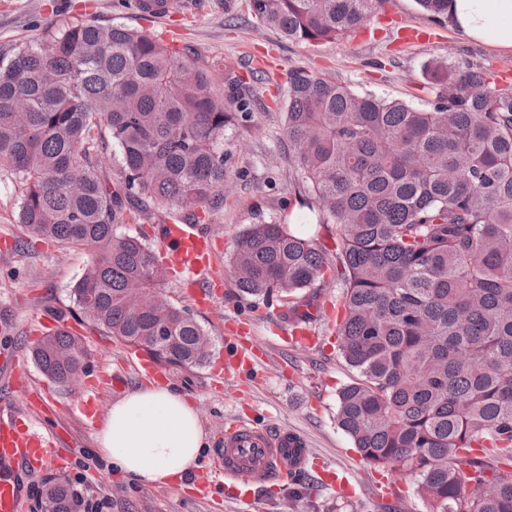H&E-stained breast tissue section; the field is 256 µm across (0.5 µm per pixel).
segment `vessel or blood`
I'll return each mask as SVG.
<instances>
[{
  "instance_id": "vessel-or-blood-1",
  "label": "vessel or blood",
  "mask_w": 512,
  "mask_h": 512,
  "mask_svg": "<svg viewBox=\"0 0 512 512\" xmlns=\"http://www.w3.org/2000/svg\"><path fill=\"white\" fill-rule=\"evenodd\" d=\"M164 263L177 274L186 292L202 308L210 307L216 279V241L199 225L178 214L156 228ZM264 345L251 336L247 323L230 321L224 334L226 372L253 371ZM55 434L37 428L32 408L0 405V512H19L27 495L28 469L64 467ZM224 498L246 504L259 481L274 482L304 469L309 462L305 440L285 430L260 429L241 421L224 435Z\"/></svg>"
}]
</instances>
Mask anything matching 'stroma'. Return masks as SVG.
<instances>
[{"label":"stroma","mask_w":512,"mask_h":512,"mask_svg":"<svg viewBox=\"0 0 512 512\" xmlns=\"http://www.w3.org/2000/svg\"><path fill=\"white\" fill-rule=\"evenodd\" d=\"M128 2L0 0V55L41 40L52 24L88 17L140 29L187 55L218 59L222 69L238 77L246 89L251 110L224 143L229 189L221 204H206L194 211L200 226L221 246V288L214 308L196 310L178 276H169L163 285L164 295L175 306L193 310L212 340L208 363L168 370L167 383L198 412L207 437L200 470L211 476L215 490L205 502L188 487L143 488L117 473L99 454L96 432L82 424L79 409L92 386L101 391L102 407L119 399V392L106 389L103 377L121 371L126 345L89 329L71 312L72 289L89 260L87 251L39 242L23 252H0V319L16 322L15 331L0 332V361L17 350L28 357L30 385L19 390L14 401L21 407L40 402L38 424L55 430L70 464L57 474L49 470L26 474L23 512H48L43 489L55 475L66 482L82 478V495L107 499L109 512H389L377 495L378 486L388 478L399 494L400 512H427L410 474L367 465L337 425L338 393L355 377L338 350L336 315L328 310L339 288L330 283L318 290L320 304L327 307L312 325L318 342L310 347H281L276 339L289 326L286 307L242 297L227 261L250 225L277 223L306 233L313 230L302 220L303 209L288 205L300 179L284 132L289 69L303 68L355 93L426 109L435 98L426 72L430 60L471 62L482 66L497 85L512 86V54L460 38L450 26L432 21L415 0H389L385 13L373 22L374 38L356 31L334 41L312 43L287 40L257 25L244 0L229 5L224 0H190L183 13L157 18L137 15ZM398 23L425 29L429 40L402 45L394 30ZM50 311L64 312L65 326L85 343V366L77 382L57 383L30 359L37 344L30 330ZM237 317L251 319L253 335L269 344L270 350L256 373L227 381L212 370L224 349V324ZM239 419L299 432L317 458L316 470L259 489L251 506L225 502L221 443L225 430ZM324 468L347 472L351 490L317 486V472Z\"/></svg>","instance_id":"obj_1"}]
</instances>
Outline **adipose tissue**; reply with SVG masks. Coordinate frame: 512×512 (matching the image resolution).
<instances>
[{
  "label": "adipose tissue",
  "instance_id": "ef3b65f1",
  "mask_svg": "<svg viewBox=\"0 0 512 512\" xmlns=\"http://www.w3.org/2000/svg\"><path fill=\"white\" fill-rule=\"evenodd\" d=\"M448 16L461 37L512 52V0H448ZM96 439L114 469L145 488L183 484L206 446L186 397L155 383L112 402Z\"/></svg>",
  "mask_w": 512,
  "mask_h": 512
}]
</instances>
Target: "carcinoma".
I'll use <instances>...</instances> for the list:
<instances>
[{
	"label": "carcinoma",
	"instance_id": "carcinoma-1",
	"mask_svg": "<svg viewBox=\"0 0 512 512\" xmlns=\"http://www.w3.org/2000/svg\"><path fill=\"white\" fill-rule=\"evenodd\" d=\"M388 0H247L265 28L295 41L336 40ZM447 22L448 0H417ZM438 89L422 109L359 95L305 69L288 75L285 136L295 197L330 247L282 224H254L229 257L239 294L317 317L318 282L341 286L338 349L357 378L336 420L374 467L414 476L429 512H512V87L469 62L433 59ZM211 65L149 34L70 21L0 57V177L21 186L24 237L82 247L73 288L81 319L165 365L208 360V334L186 309L157 306L169 277L155 252L117 233L124 215L189 210L224 198V139L248 109ZM119 150L112 177L95 133ZM58 383L84 368L63 329L33 350ZM50 512L75 510L51 479Z\"/></svg>",
	"mask_w": 512,
	"mask_h": 512
}]
</instances>
